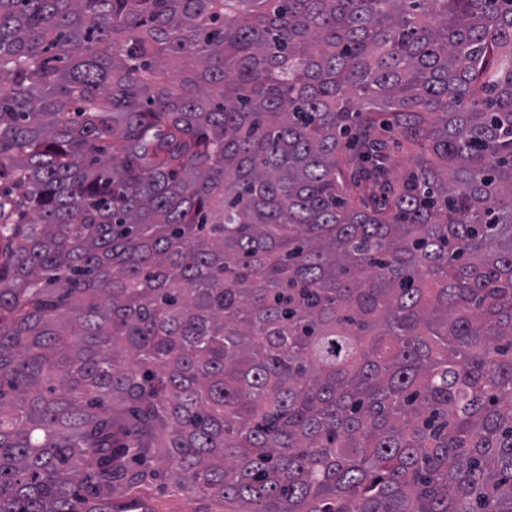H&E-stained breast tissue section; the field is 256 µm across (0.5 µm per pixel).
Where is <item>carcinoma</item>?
<instances>
[{
	"instance_id": "cac0c4a2",
	"label": "carcinoma",
	"mask_w": 512,
	"mask_h": 512,
	"mask_svg": "<svg viewBox=\"0 0 512 512\" xmlns=\"http://www.w3.org/2000/svg\"><path fill=\"white\" fill-rule=\"evenodd\" d=\"M0 74V512H512V0H0ZM171 491V481L169 478H164L154 489L153 498L150 500L151 505L165 510L163 512H195L202 502L198 492L192 495H174Z\"/></svg>"
}]
</instances>
